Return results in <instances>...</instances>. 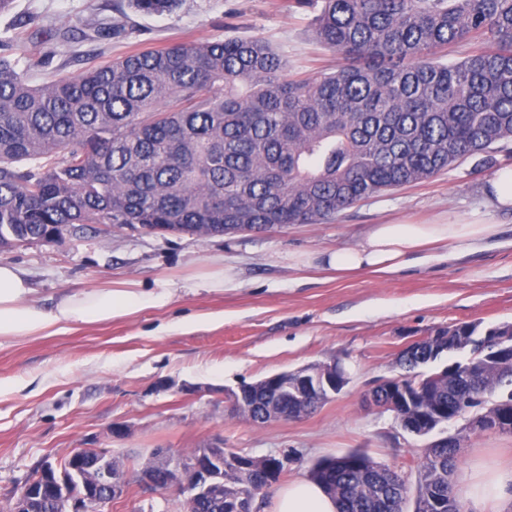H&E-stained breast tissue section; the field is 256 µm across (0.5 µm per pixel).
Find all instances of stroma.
<instances>
[{"mask_svg":"<svg viewBox=\"0 0 512 512\" xmlns=\"http://www.w3.org/2000/svg\"><path fill=\"white\" fill-rule=\"evenodd\" d=\"M77 15L84 31L67 32V20ZM313 16L310 9L289 10L288 0H181L160 16L140 14L130 0H13L0 13V37L15 36L11 55L28 67L34 85L186 37H261L290 70L314 75L332 71L340 58L311 38ZM503 167H512V153H496L490 163L476 155L433 179L363 201L329 224L206 238L95 224L53 243L0 249V264L25 273L35 299L48 307L70 291L130 281L147 288L192 283L212 272L216 257L238 272L237 287L221 292H181L163 308L0 340V512H9L38 464L79 448L111 449L131 476L110 512H185L182 494L152 491L136 475L155 449L188 454L219 441L229 452L285 461L280 480L256 497L254 512H275L278 491L307 478L318 460L355 449L416 485L427 438L405 432L364 396L400 374L398 354L414 339L462 323H512V213L496 211L485 195ZM475 211L499 226L478 251L413 260L388 278L338 276L323 262L327 253L356 246L371 225ZM332 361L347 371V385L301 418L258 424L229 398L269 375ZM116 425L124 435H113ZM499 465L512 466V434H467L456 489Z\"/></svg>","mask_w":512,"mask_h":512,"instance_id":"stroma-1","label":"stroma"}]
</instances>
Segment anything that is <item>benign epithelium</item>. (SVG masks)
Instances as JSON below:
<instances>
[{
	"mask_svg": "<svg viewBox=\"0 0 512 512\" xmlns=\"http://www.w3.org/2000/svg\"><path fill=\"white\" fill-rule=\"evenodd\" d=\"M435 352L466 354L468 358L455 361L444 368L450 378L459 374L473 376L481 373L486 364L492 362L502 369L512 370V340L500 335L491 327L477 331V337L455 336L444 341L441 336L430 337ZM279 386L289 388L296 401L307 404L313 397L328 398L341 391L348 383L345 369L334 362L317 363L281 372L267 377ZM366 403L374 408L393 413L399 424L414 421L427 427L434 423L422 416L407 412L410 407L404 384L395 380L384 388L373 387L365 394ZM512 402L497 400L493 410L480 414L471 413V408L459 405L455 419L466 421L465 429L474 432L493 426L501 433H512ZM233 465L237 471L255 468L248 460L229 458L224 464V444L215 443L199 448L190 455L158 451L153 461L140 472V482L154 491L176 489L187 495V503L197 499H224V469ZM126 469L112 457L108 448H80L72 452L61 464L44 461L38 473L20 487L10 512H34L37 499L49 495L60 506V512H88L87 504L96 501L105 507L120 497L126 490Z\"/></svg>",
	"mask_w": 512,
	"mask_h": 512,
	"instance_id": "7a95c632",
	"label": "benign epithelium"
}]
</instances>
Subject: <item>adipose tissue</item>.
I'll return each mask as SVG.
<instances>
[{"label": "adipose tissue", "instance_id": "1", "mask_svg": "<svg viewBox=\"0 0 512 512\" xmlns=\"http://www.w3.org/2000/svg\"><path fill=\"white\" fill-rule=\"evenodd\" d=\"M497 233V225L477 213L467 218L448 215L430 224H376L355 247L331 253L327 264L339 273L366 269L388 276L413 253L451 241L459 253L467 254L481 249ZM32 293L23 272L0 265V339L49 336L80 323L130 316L147 305L165 306L172 301L175 287L161 282L157 287L143 288L134 281L126 288L78 290L62 295L49 308L33 300ZM510 492L512 468L498 470L468 487L465 512H484L488 498ZM275 512H336V503L317 484L301 480L278 493Z\"/></svg>", "mask_w": 512, "mask_h": 512}]
</instances>
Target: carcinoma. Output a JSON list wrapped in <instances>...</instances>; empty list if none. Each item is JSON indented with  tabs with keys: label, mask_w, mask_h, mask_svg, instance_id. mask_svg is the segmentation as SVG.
I'll list each match as a JSON object with an SVG mask.
<instances>
[{
	"label": "carcinoma",
	"mask_w": 512,
	"mask_h": 512,
	"mask_svg": "<svg viewBox=\"0 0 512 512\" xmlns=\"http://www.w3.org/2000/svg\"><path fill=\"white\" fill-rule=\"evenodd\" d=\"M320 4L313 40L336 71L297 75L262 38L149 47L32 86L0 39V248L56 226L139 224L190 235L321 224L512 142V0H292ZM163 14L180 0H131ZM463 49L448 65L439 53ZM417 396L456 404L512 385L493 365L464 380L415 371ZM460 447L430 444L413 512H462ZM310 478L337 512H407L406 481L355 450ZM248 504L269 489L236 477Z\"/></svg>",
	"instance_id": "cac0c4a2"
}]
</instances>
